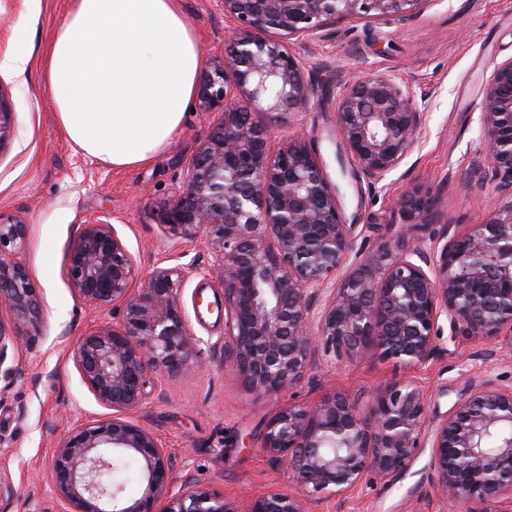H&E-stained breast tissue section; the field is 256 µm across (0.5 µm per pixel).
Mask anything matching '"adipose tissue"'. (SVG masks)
Segmentation results:
<instances>
[{"label": "adipose tissue", "mask_w": 512, "mask_h": 512, "mask_svg": "<svg viewBox=\"0 0 512 512\" xmlns=\"http://www.w3.org/2000/svg\"><path fill=\"white\" fill-rule=\"evenodd\" d=\"M201 68L178 0H71L42 79L70 141L100 162L127 167L172 143Z\"/></svg>", "instance_id": "ef3b65f1"}]
</instances>
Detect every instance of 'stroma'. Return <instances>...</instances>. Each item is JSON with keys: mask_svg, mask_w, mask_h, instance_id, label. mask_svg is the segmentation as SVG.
<instances>
[{"mask_svg": "<svg viewBox=\"0 0 512 512\" xmlns=\"http://www.w3.org/2000/svg\"><path fill=\"white\" fill-rule=\"evenodd\" d=\"M70 0H0V54L30 46L25 75L0 71V101L13 113L0 142V216H23L30 228L16 259L37 288V320L0 307L8 338L0 365V476L17 493L5 512H67L51 477L58 442L78 424L110 417L82 382L72 346L87 333L118 325L119 312L81 300L67 276L69 250L83 225L113 224L137 260L138 278L158 267L183 265L191 274L180 302L202 348V365L163 375L132 420L160 440L173 466L171 492L184 481L224 494L239 507L272 489L295 491L287 470L259 447L261 424L279 406L316 404L342 395L366 412L377 390L407 379L428 399L427 425L441 423L461 394L491 382L512 386V347L451 331L438 321L437 352L426 364L403 367L371 353L334 363L317 356L296 386L270 399L248 393L224 365V286L216 255L203 236L175 237L156 210L182 185L197 146L219 123L215 112L188 113L174 144L147 163L115 167L87 156L65 135L42 86L41 68L54 30ZM203 57L222 54L232 23L222 0H181ZM316 93L307 108L272 126L271 146L309 144L341 182L356 247L368 252L398 229L397 201L418 188L435 202L437 224L462 228L481 222L497 197L486 163L480 106L496 64L512 59V0H423L417 14L345 18L305 38L292 39ZM389 72L409 86L425 122L410 155L382 180L338 165L332 110L348 82ZM423 449L410 472L392 481L369 480L345 496L305 494L306 512H466L449 497Z\"/></svg>", "mask_w": 512, "mask_h": 512, "instance_id": "35a3bbf8", "label": "stroma"}]
</instances>
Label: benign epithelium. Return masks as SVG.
<instances>
[{"label": "benign epithelium", "mask_w": 512, "mask_h": 512, "mask_svg": "<svg viewBox=\"0 0 512 512\" xmlns=\"http://www.w3.org/2000/svg\"><path fill=\"white\" fill-rule=\"evenodd\" d=\"M233 21L224 56L200 73L196 101L221 122L198 145L181 190L156 214L173 235L205 237L224 284V361L255 396L298 384L317 352L353 361L377 352L407 366L433 358L438 319L470 336L512 346V203L497 205L467 232L433 230L434 201L415 189L399 201L403 223L375 251L355 250L341 187L304 143L270 148V128L244 119L255 109L273 122L308 106L316 92L289 40L349 17L414 15L422 0H223ZM337 159L349 153L366 178L381 180L409 155L424 113L394 75L347 85L334 108ZM481 131L498 191L512 195V59L497 64L481 105ZM28 225L0 224V304L40 315L37 290L14 254ZM352 270L313 312L323 285ZM77 295L122 310L119 326L81 337L73 359L83 383L113 414L72 429L53 454L51 476L68 512H239L224 495L189 482L169 494V457L154 434L129 419L160 374L201 364L180 305L188 268L157 267L144 284L117 229L87 224L69 254ZM428 401L395 381L362 415L344 397L280 407L264 423L260 448L305 489L332 495L367 478L410 471L425 445ZM431 465L448 494L512 512V387L480 385L461 395L431 440ZM139 464L143 490L123 495L105 476L114 457ZM247 512H304L302 498L271 490Z\"/></svg>", "instance_id": "7a95c632"}]
</instances>
